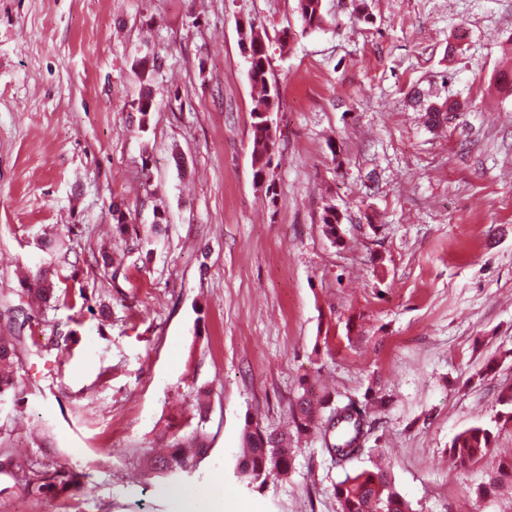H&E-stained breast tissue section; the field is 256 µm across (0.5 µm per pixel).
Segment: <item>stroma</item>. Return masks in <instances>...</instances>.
<instances>
[{"label": "stroma", "mask_w": 512, "mask_h": 512, "mask_svg": "<svg viewBox=\"0 0 512 512\" xmlns=\"http://www.w3.org/2000/svg\"><path fill=\"white\" fill-rule=\"evenodd\" d=\"M368 5L365 24L324 0L325 29L304 34L296 0H0V292L39 273L69 290L23 333L0 439L30 469L83 475L35 500L1 472L0 512H340L346 471L379 460L413 512H512V485L450 453L512 384V0ZM242 20L281 93L260 184ZM147 54L162 66L143 128ZM417 92L461 110L431 126ZM303 381L388 403L347 466L308 435L287 478L248 490L245 423L285 428ZM200 388L208 453L174 491L157 451L194 430ZM157 67V58H153L150 66L149 60L143 58L135 64V73L139 78L140 93L137 102V111L140 112L141 118L139 120L140 127H146L148 123L147 116L150 112H154V96L151 85L152 74Z\"/></svg>", "instance_id": "stroma-1"}]
</instances>
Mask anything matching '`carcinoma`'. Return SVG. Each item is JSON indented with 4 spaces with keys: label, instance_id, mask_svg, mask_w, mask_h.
Wrapping results in <instances>:
<instances>
[{
    "label": "carcinoma",
    "instance_id": "carcinoma-1",
    "mask_svg": "<svg viewBox=\"0 0 512 512\" xmlns=\"http://www.w3.org/2000/svg\"><path fill=\"white\" fill-rule=\"evenodd\" d=\"M297 12L301 21V32L320 29L325 22L323 0H297ZM247 37L251 53L248 56L249 69L253 71L252 85L258 90L251 118V162L254 180L264 181L272 159L267 155V142L263 123L270 117L263 112H277L281 97L276 84L271 82L270 59L266 43L254 25H249ZM157 67V59L146 58L135 64L139 78L140 93L137 111L140 112L139 128L146 127L148 115L154 111V96L151 85L152 74ZM461 105L457 102L447 108L433 107L429 120L433 124L448 122V114L457 113ZM20 295L37 299L43 305L59 301L58 290L53 282L39 274L21 288ZM19 337L8 331L0 334V400L16 399L21 381L23 363L20 358ZM497 402L504 407L500 417L512 422V385L501 388ZM367 417V403L350 399L345 404L336 401L329 392H317L311 386L300 384L297 396L291 407V420L298 435L323 432L326 452L336 462L343 465L350 462L358 453L365 440L364 424ZM243 451L238 455L236 477L250 488H261L270 479L285 475L291 468L294 449L286 430L268 431L251 423H246L242 434ZM170 469L182 472L184 467L194 463L206 453V448L197 434L181 437L173 443ZM457 462L462 465L491 463L497 476L512 478V461H495L494 433L483 426H471L458 433L451 443ZM80 475L72 468L55 463L52 468L35 473L25 479L22 492L40 499L79 485ZM336 498L341 512H412L410 505L396 491L387 470L374 466L354 473L336 484Z\"/></svg>",
    "mask_w": 512,
    "mask_h": 512
}]
</instances>
